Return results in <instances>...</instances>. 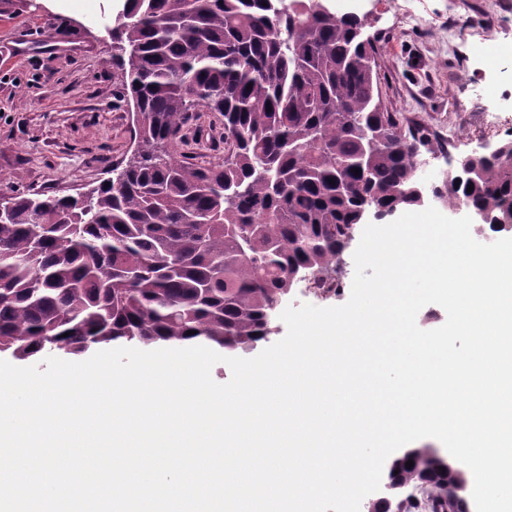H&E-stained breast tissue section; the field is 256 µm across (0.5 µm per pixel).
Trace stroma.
Listing matches in <instances>:
<instances>
[{
    "label": "stroma",
    "instance_id": "stroma-1",
    "mask_svg": "<svg viewBox=\"0 0 512 512\" xmlns=\"http://www.w3.org/2000/svg\"><path fill=\"white\" fill-rule=\"evenodd\" d=\"M503 0H374L364 32L377 47L378 88L391 112L435 136L458 127L469 155L495 150L512 129L484 60L512 69V8ZM460 37L448 42L449 26ZM134 117L96 21L45 12L36 0H0V192L72 194L99 184L132 154ZM201 165L224 161V119L190 113L174 147Z\"/></svg>",
    "mask_w": 512,
    "mask_h": 512
}]
</instances>
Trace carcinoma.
<instances>
[{"label": "carcinoma", "instance_id": "carcinoma-1", "mask_svg": "<svg viewBox=\"0 0 512 512\" xmlns=\"http://www.w3.org/2000/svg\"><path fill=\"white\" fill-rule=\"evenodd\" d=\"M126 2L107 30L144 153L81 194L9 196L0 352L20 360L123 341L248 352L295 279L332 270L367 213L426 203L430 140L383 107L363 18L324 0ZM198 107L224 117L222 165L165 150ZM468 165L431 194L512 232V139ZM388 469L425 479L443 512L466 481L423 448Z\"/></svg>", "mask_w": 512, "mask_h": 512}]
</instances>
